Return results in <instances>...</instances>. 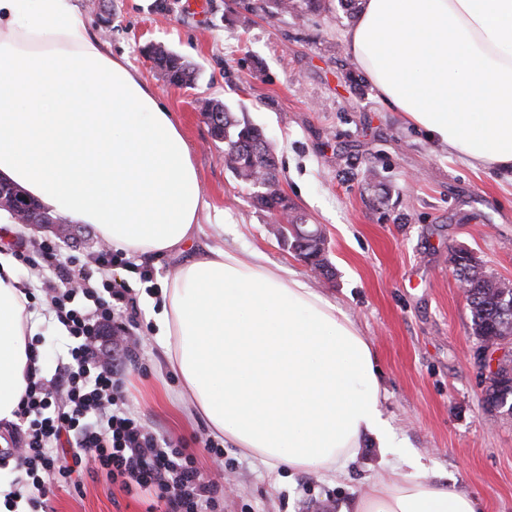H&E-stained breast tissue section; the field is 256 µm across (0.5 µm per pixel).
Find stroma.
Masks as SVG:
<instances>
[{
    "label": "stroma",
    "mask_w": 512,
    "mask_h": 512,
    "mask_svg": "<svg viewBox=\"0 0 512 512\" xmlns=\"http://www.w3.org/2000/svg\"><path fill=\"white\" fill-rule=\"evenodd\" d=\"M266 0H108L103 22L79 0L93 31L126 56L177 115L191 147L204 209L197 247L248 246L289 268L336 302L369 340L380 369L383 416L401 447L404 473L477 499L484 512H512V418L483 406L487 369L465 289L450 254L467 250L492 275L512 281V172L476 170L383 104L341 41L353 14L339 4L321 13H279ZM164 43L196 70L187 86L167 83L142 53ZM224 101L261 127L278 165L279 187L308 227L321 229L334 276L325 282L269 231V213L224 163L199 110ZM148 257L138 269L103 274L136 294L146 336L125 389L131 407L166 438L193 450L210 471L204 418L180 401L181 380L154 338L155 283L179 264ZM72 345L52 314L40 333L41 372L49 376ZM384 459L375 443L342 475L272 469L239 448L224 450V512H305L309 499L349 512ZM48 512H145L105 476L80 491L56 490Z\"/></svg>",
    "instance_id": "1"
}]
</instances>
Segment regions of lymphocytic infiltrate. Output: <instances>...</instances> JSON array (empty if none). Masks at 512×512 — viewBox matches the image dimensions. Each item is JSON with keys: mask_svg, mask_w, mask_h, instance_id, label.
<instances>
[{"mask_svg": "<svg viewBox=\"0 0 512 512\" xmlns=\"http://www.w3.org/2000/svg\"><path fill=\"white\" fill-rule=\"evenodd\" d=\"M33 269L46 302L73 340L70 360L52 376L32 367L0 465L25 469L37 487L79 488L106 474L146 512H219L224 473L203 472L188 448L174 447L130 406L126 365L137 358L127 336L138 304L127 287L90 274L74 276L49 238L4 245Z\"/></svg>", "mask_w": 512, "mask_h": 512, "instance_id": "obj_1", "label": "lymphocytic infiltrate"}]
</instances>
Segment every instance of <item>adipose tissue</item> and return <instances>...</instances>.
I'll return each mask as SVG.
<instances>
[{"label":"adipose tissue","instance_id":"adipose-tissue-1","mask_svg":"<svg viewBox=\"0 0 512 512\" xmlns=\"http://www.w3.org/2000/svg\"><path fill=\"white\" fill-rule=\"evenodd\" d=\"M379 98L474 168L512 171V0H363L342 33ZM0 175L126 256L183 255L155 339L211 433L265 465L339 474L397 441L351 317L259 253L195 249L203 210L174 114L94 34L78 0H0ZM40 319L0 254V421L14 422ZM389 468L354 512H480Z\"/></svg>","mask_w":512,"mask_h":512}]
</instances>
